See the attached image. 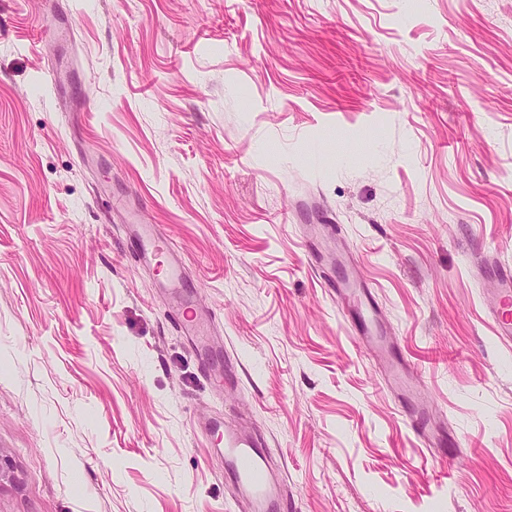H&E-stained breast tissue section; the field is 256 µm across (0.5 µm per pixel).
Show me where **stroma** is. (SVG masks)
<instances>
[{
  "mask_svg": "<svg viewBox=\"0 0 512 512\" xmlns=\"http://www.w3.org/2000/svg\"><path fill=\"white\" fill-rule=\"evenodd\" d=\"M135 221L179 284L131 253ZM492 261L512 0H0V512H247L218 410L266 438L295 512H512ZM345 263L456 461L357 348L325 286ZM131 247L139 255L142 261H150L153 263L160 256H167V265L164 269L166 280L176 279L179 274L176 270L178 265L177 256L174 255L171 244L154 235L153 231L142 228L134 235H127ZM176 321L182 333L189 336L199 351H204L207 345V335L202 319L197 318V313L189 306H185L176 312Z\"/></svg>",
  "mask_w": 512,
  "mask_h": 512,
  "instance_id": "obj_1",
  "label": "stroma"
}]
</instances>
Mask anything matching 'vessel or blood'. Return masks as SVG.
<instances>
[{"label": "vessel or blood", "mask_w": 512, "mask_h": 512, "mask_svg": "<svg viewBox=\"0 0 512 512\" xmlns=\"http://www.w3.org/2000/svg\"><path fill=\"white\" fill-rule=\"evenodd\" d=\"M131 246L141 260L155 261L166 257V278H177L178 259L170 243L144 228L130 238ZM493 291L497 303L491 312L496 337L505 346H512V268L500 267L494 272ZM337 304L340 305L360 348L368 350L383 365L389 386L401 397L406 424L416 434L423 447L445 449L449 459L462 455L460 444L454 443L443 429L433 427L427 406L421 397L417 377L398 351L380 320L377 301L369 289L357 286L350 278L329 281ZM176 321L184 335L189 336L198 350H205L207 335L204 324L194 309L177 310ZM206 432L211 438L214 454L224 459V479L247 504L249 512H287L288 498L278 479L275 463L266 440L242 430L233 422L216 414Z\"/></svg>", "instance_id": "vessel-or-blood-1"}]
</instances>
